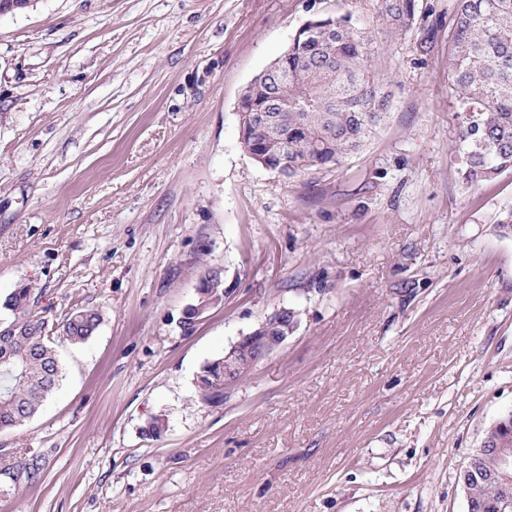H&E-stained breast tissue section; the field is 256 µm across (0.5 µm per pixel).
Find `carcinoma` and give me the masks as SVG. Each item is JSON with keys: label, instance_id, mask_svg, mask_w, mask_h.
Wrapping results in <instances>:
<instances>
[{"label": "carcinoma", "instance_id": "obj_1", "mask_svg": "<svg viewBox=\"0 0 512 512\" xmlns=\"http://www.w3.org/2000/svg\"><path fill=\"white\" fill-rule=\"evenodd\" d=\"M448 77L458 124L454 151L466 164L465 178L492 181L512 171V0H456ZM388 28L400 33L414 24L416 0H381ZM314 37H299L288 52L284 85L288 111L279 113L276 131H257L265 152L288 153L285 177L339 166L358 152L383 123L388 98L369 69L370 40L344 19L314 20ZM34 288L14 289L3 306L14 320L0 328V433L31 420L57 387L61 363L49 321L32 312ZM102 315L97 308L68 312L58 330L72 345L88 341ZM198 396L205 403L224 399L219 359L206 362ZM482 443L512 448V414L488 426ZM463 469L461 485L473 512H512V483L497 472L492 452L477 448Z\"/></svg>", "mask_w": 512, "mask_h": 512}]
</instances>
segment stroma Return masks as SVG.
Returning a JSON list of instances; mask_svg holds the SVG:
<instances>
[{
  "label": "stroma",
  "mask_w": 512,
  "mask_h": 512,
  "mask_svg": "<svg viewBox=\"0 0 512 512\" xmlns=\"http://www.w3.org/2000/svg\"><path fill=\"white\" fill-rule=\"evenodd\" d=\"M455 0H33L0 16V327L35 287L97 307L0 433V512H468L459 472L512 412V171L454 155ZM372 40L373 138L294 179L238 140L242 89L316 18ZM227 294L183 333L208 269ZM296 331L219 404L195 378L280 308ZM162 431L144 432L150 418ZM31 480L14 485L18 472ZM416 0H381V15L395 33L410 29L416 17Z\"/></svg>",
  "instance_id": "35a3bbf8"
}]
</instances>
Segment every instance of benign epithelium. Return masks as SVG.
Segmentation results:
<instances>
[{
    "mask_svg": "<svg viewBox=\"0 0 512 512\" xmlns=\"http://www.w3.org/2000/svg\"><path fill=\"white\" fill-rule=\"evenodd\" d=\"M288 58L283 54L270 63L259 75H257L242 91L237 113L244 114L239 121V136H244L248 127H267L275 123L276 113L266 108L248 110L246 100L254 89L270 82V79L282 74L281 62ZM224 283L221 276L203 274L196 287L197 303L186 306L183 319L190 323H197L207 312L214 308L222 298L218 292V286ZM293 314L290 308H280L266 318L259 328L242 337L230 347L227 353L221 357L224 363V385L229 386L246 373H248L261 359L279 348L294 332L297 327L295 321L288 320Z\"/></svg>",
    "mask_w": 512,
    "mask_h": 512,
    "instance_id": "1",
    "label": "benign epithelium"
}]
</instances>
